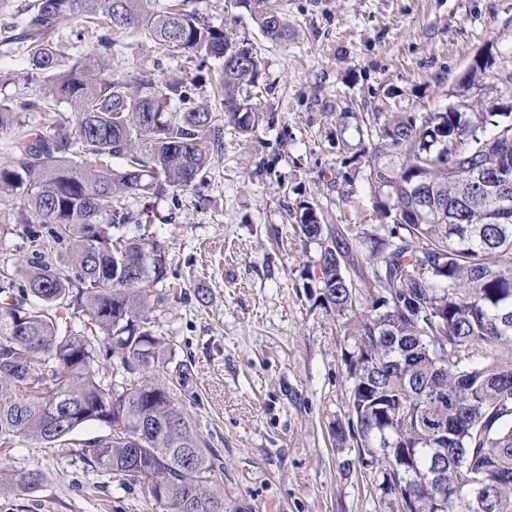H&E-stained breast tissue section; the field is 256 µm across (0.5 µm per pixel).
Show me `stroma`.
Here are the masks:
<instances>
[{"label":"stroma","instance_id":"obj_1","mask_svg":"<svg viewBox=\"0 0 512 512\" xmlns=\"http://www.w3.org/2000/svg\"><path fill=\"white\" fill-rule=\"evenodd\" d=\"M288 15L285 41L264 39L228 0H191L211 25L248 38L261 53L259 100L268 118L251 138L224 130L210 173L177 197L136 202L139 222L166 246L167 297L154 330L169 349L161 378L224 461V512H393L356 448L329 428L348 417V343L335 314L307 287L320 255L289 216L319 205L338 224L375 223L366 174L345 171L335 137L359 139L352 113L428 112L484 104L512 110L500 80L512 71V0H275ZM493 73L460 91L473 57ZM151 68L156 79L192 78L193 65L135 37L116 73ZM46 84L15 46L0 44V100L44 96ZM349 174L348 199L332 181ZM30 227L0 223V267L32 259ZM105 427L85 425L64 445L18 443L12 467L40 466L31 493L0 496V512H160L140 486L106 480L78 460Z\"/></svg>","mask_w":512,"mask_h":512}]
</instances>
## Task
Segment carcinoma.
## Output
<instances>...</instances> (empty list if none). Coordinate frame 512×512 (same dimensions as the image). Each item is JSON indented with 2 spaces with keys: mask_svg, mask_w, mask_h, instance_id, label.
Masks as SVG:
<instances>
[{
  "mask_svg": "<svg viewBox=\"0 0 512 512\" xmlns=\"http://www.w3.org/2000/svg\"><path fill=\"white\" fill-rule=\"evenodd\" d=\"M35 0L20 36L47 97L0 101V196L9 224H39L32 241L67 253L59 269L36 251L23 284L0 275V495L37 489L38 466L14 469V442L54 448L89 423L108 433L78 458L122 486L138 484L163 512H210L224 499L220 455L155 375L164 341L151 314L166 296L165 248L133 234L130 200L177 195L203 179L222 150L224 127L247 135L262 121L252 88L261 59L247 42L188 9L189 0ZM268 40L290 26L270 0H237ZM93 48L64 51L53 35L73 18ZM137 33L172 56L222 61L223 111L198 102L184 79L112 72L121 38ZM493 55L467 73L478 83ZM67 104L69 112L58 109ZM42 113L40 122L27 120ZM368 143L336 141L359 162L379 223L364 231L327 221L318 205L293 212L299 233L320 245V304L342 319L347 423L336 445L363 451L377 489L402 512H512V360L494 350L512 339V112H376L362 118ZM117 164L108 166L103 159ZM428 182L445 208L432 212L415 186ZM97 328L89 335L74 319ZM115 356L99 377L100 345ZM480 489L478 497L457 488Z\"/></svg>",
  "mask_w": 512,
  "mask_h": 512,
  "instance_id": "obj_1",
  "label": "carcinoma"
}]
</instances>
